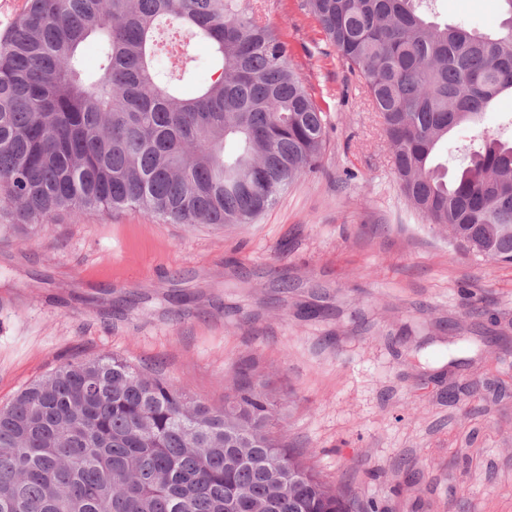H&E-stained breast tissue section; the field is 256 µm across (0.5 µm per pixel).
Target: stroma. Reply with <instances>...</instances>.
I'll return each mask as SVG.
<instances>
[{"label": "stroma", "instance_id": "1", "mask_svg": "<svg viewBox=\"0 0 512 512\" xmlns=\"http://www.w3.org/2000/svg\"><path fill=\"white\" fill-rule=\"evenodd\" d=\"M327 114L321 169L253 224L60 212L0 227V406L110 353L211 405L251 365L280 429L379 512H512V264L467 256L403 198L381 120L302 0H267ZM483 32L499 0H438Z\"/></svg>", "mask_w": 512, "mask_h": 512}]
</instances>
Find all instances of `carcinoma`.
<instances>
[{
	"instance_id": "carcinoma-1",
	"label": "carcinoma",
	"mask_w": 512,
	"mask_h": 512,
	"mask_svg": "<svg viewBox=\"0 0 512 512\" xmlns=\"http://www.w3.org/2000/svg\"><path fill=\"white\" fill-rule=\"evenodd\" d=\"M495 34L434 21L435 0H303L363 80L406 201L453 245L512 264V142L448 134L512 95V0ZM186 38L158 65L159 30ZM99 41L94 66L83 60ZM212 74L190 92L193 47ZM326 115L258 0H26L0 35V216L135 210L250 224L316 173ZM224 406L108 353L0 406V512H359L277 430L247 367ZM472 134L466 130L453 131L448 134V141L444 146L442 156V162L446 163L447 160L448 173L460 168L464 157V146L469 143Z\"/></svg>"
}]
</instances>
